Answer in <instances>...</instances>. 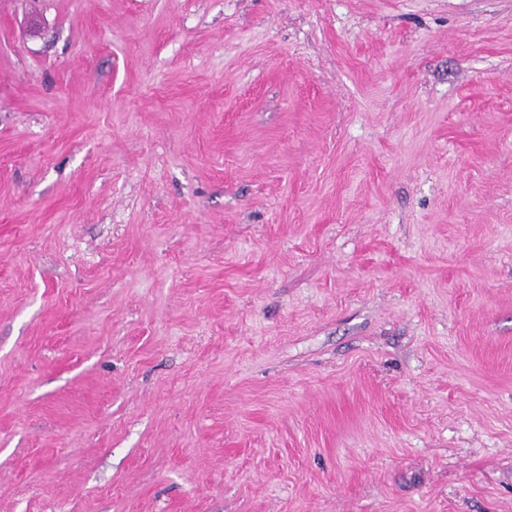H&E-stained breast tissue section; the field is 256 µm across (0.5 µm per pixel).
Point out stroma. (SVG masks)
<instances>
[{
	"instance_id": "1",
	"label": "stroma",
	"mask_w": 512,
	"mask_h": 512,
	"mask_svg": "<svg viewBox=\"0 0 512 512\" xmlns=\"http://www.w3.org/2000/svg\"><path fill=\"white\" fill-rule=\"evenodd\" d=\"M0 512H512V0H0Z\"/></svg>"
}]
</instances>
